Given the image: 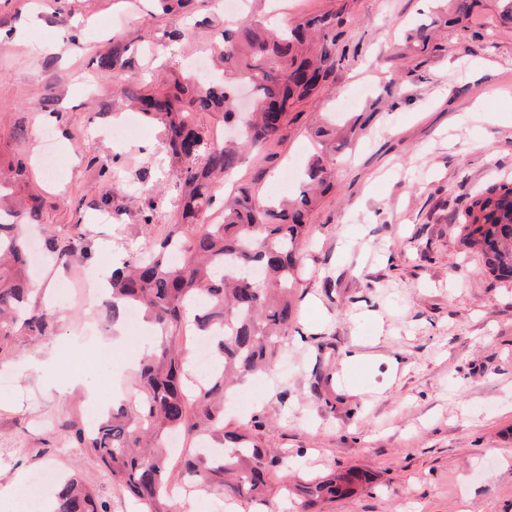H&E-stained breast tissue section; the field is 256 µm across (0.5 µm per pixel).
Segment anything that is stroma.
<instances>
[{"mask_svg":"<svg viewBox=\"0 0 512 512\" xmlns=\"http://www.w3.org/2000/svg\"><path fill=\"white\" fill-rule=\"evenodd\" d=\"M245 2L246 15L271 24L340 8L350 21L338 42L344 61L279 144L246 154L234 188L273 196L319 150L333 174L311 213L287 345L224 407L232 429L264 416L259 436L279 449L272 474L290 493L258 501L213 491L183 512H512V279L485 267L458 220L471 197L512 177V21L499 0H475L453 24L448 0ZM225 21L215 0L168 15L157 0H55L25 40L0 44V159H21L39 194L32 245L81 224L90 251L72 270L37 255L35 282L101 273L148 250L156 225L171 222L177 190L157 127L142 124L122 144L99 131L132 114L123 87L168 88L173 72L214 50ZM421 25L430 43L414 35ZM116 33L130 64L101 68ZM394 76L402 89L390 97ZM355 118L351 148H324L312 135L326 120ZM47 133L59 181L43 167ZM104 159L117 180L101 175ZM109 192L117 207L107 212ZM30 305L52 307L59 321L50 336H17L14 357L0 363L14 381L0 401V487L52 467L111 494L79 449L35 450L43 422L85 416L94 397L120 405L148 332L112 345L99 304L77 295L47 304L36 292ZM47 377L70 393L47 391ZM346 475L355 479L347 493L307 504L302 486Z\"/></svg>","mask_w":512,"mask_h":512,"instance_id":"35a3bbf8","label":"stroma"}]
</instances>
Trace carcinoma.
<instances>
[{"label":"carcinoma","instance_id":"carcinoma-1","mask_svg":"<svg viewBox=\"0 0 512 512\" xmlns=\"http://www.w3.org/2000/svg\"><path fill=\"white\" fill-rule=\"evenodd\" d=\"M347 22L341 10L308 16L287 28L242 21L222 33L224 83L176 77L165 91L127 90L141 115L157 123L162 147L176 165L181 195L178 219L156 248L112 270L105 307L112 323L131 307L142 310L158 329V344L141 361L136 374L140 399L131 408L112 413L92 433L80 420L66 418L53 435L92 455L104 477L146 512H178L171 458L161 448L172 432L195 439L213 433L228 442L221 455L196 450L184 456L182 480L201 489L218 488L226 498L270 487L274 458L253 435L262 428L261 420H253L248 432L224 430V396L245 376L266 370L288 338L310 211L317 192L330 187L326 156L317 154L309 162L296 198L261 203L243 188L224 202L223 223L205 224L203 219L243 153L281 142L294 105L311 96L345 59L337 39ZM126 52L120 36L113 35L112 56L101 57L100 67L127 65ZM211 115L240 126V142L213 140L212 127L203 123ZM24 178L19 160L0 171V361L14 355L18 333L38 339L55 327V317L47 312L19 319L33 288L24 227L39 222L37 206L12 205L16 182ZM460 223L485 266L511 277L512 183L475 195ZM45 247L71 267L88 258L79 224L71 225L64 238L49 236ZM185 326L210 337L213 355L221 362L218 373L192 395L184 380L190 351L175 336ZM305 494L311 501L334 497L336 484L312 483ZM51 512H112V501L69 478L54 493Z\"/></svg>","mask_w":512,"mask_h":512}]
</instances>
